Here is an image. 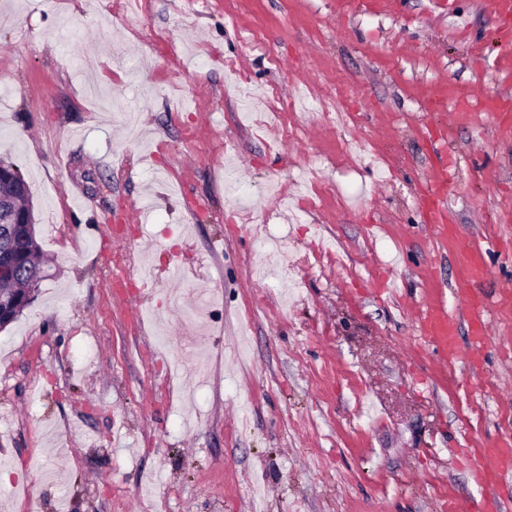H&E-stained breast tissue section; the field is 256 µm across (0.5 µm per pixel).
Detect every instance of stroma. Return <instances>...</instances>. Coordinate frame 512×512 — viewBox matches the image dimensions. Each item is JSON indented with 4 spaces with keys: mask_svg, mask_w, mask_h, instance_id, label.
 I'll list each match as a JSON object with an SVG mask.
<instances>
[{
    "mask_svg": "<svg viewBox=\"0 0 512 512\" xmlns=\"http://www.w3.org/2000/svg\"><path fill=\"white\" fill-rule=\"evenodd\" d=\"M509 60L494 0H0L48 259L0 330V512H512L468 464L512 448ZM474 294L449 363L424 315ZM430 203L432 206V214L435 219L436 227L438 231L443 235L453 236L456 238L454 233L453 224H444V219L447 214V183L446 180L441 176L435 178L434 184L429 191ZM459 250L465 255L466 260V278L456 284V288L463 289L468 288L469 282L480 278L485 273L483 264V258L481 254L472 249L470 244L461 240H458ZM485 307L482 299L470 298L468 303L470 336H472L473 343L476 344L482 343L483 336L486 335L487 331V325L483 320Z\"/></svg>",
    "mask_w": 512,
    "mask_h": 512,
    "instance_id": "1",
    "label": "stroma"
}]
</instances>
